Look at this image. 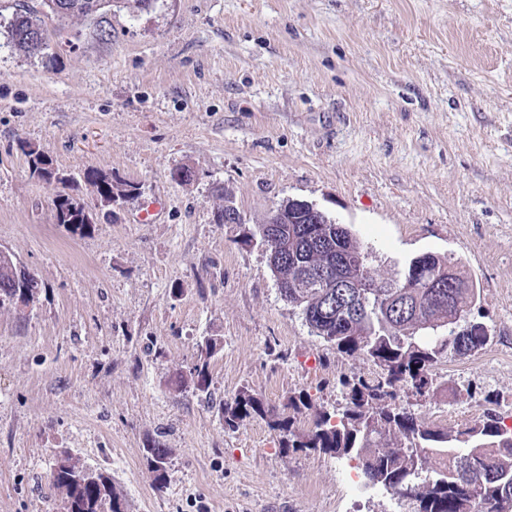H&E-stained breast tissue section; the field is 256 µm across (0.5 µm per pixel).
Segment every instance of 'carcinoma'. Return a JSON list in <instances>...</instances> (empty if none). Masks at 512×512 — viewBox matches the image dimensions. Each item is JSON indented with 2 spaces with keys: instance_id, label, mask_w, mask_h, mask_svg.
Listing matches in <instances>:
<instances>
[{
  "instance_id": "obj_1",
  "label": "carcinoma",
  "mask_w": 512,
  "mask_h": 512,
  "mask_svg": "<svg viewBox=\"0 0 512 512\" xmlns=\"http://www.w3.org/2000/svg\"><path fill=\"white\" fill-rule=\"evenodd\" d=\"M57 0H41L39 12L24 4L15 13L9 29L12 44L28 54L31 28H44L43 17L55 14ZM30 173L50 181L52 160L42 151L24 150ZM84 179L96 191V199L127 197L135 190L130 182H115L112 176L88 170ZM61 221L73 235L91 233L81 214L86 207L66 194L57 197ZM268 254L281 295L300 308L316 335L349 357L372 360L380 374L375 379L343 382L345 409L340 413L317 411L311 426H297L300 415L312 409L308 395L288 398V413L265 407L256 397L242 392L222 407L224 423L235 427L247 418L268 419L281 436V447L305 448L357 462L367 484L416 503V512H512V427L493 409L483 419L462 427H440L395 403L398 393L426 397L433 391V372L449 356L467 357L488 342L484 328L469 320L476 306L478 289L469 286L465 273L448 277V268L460 261L452 256L425 253L413 258L402 278L383 279L359 261L368 257L344 224H302L296 214L283 213L271 225ZM324 267L334 277L322 284L312 274ZM350 283L347 297L325 312L332 285ZM44 282L35 274L17 273L14 258H0V308L25 316L29 303L39 298ZM431 329L433 336L419 332ZM218 346L208 337L198 345L194 386L209 388L207 367ZM169 449L153 445L148 464L158 486L167 483ZM83 464L70 455L60 458L52 472L60 491L63 512H125L124 501L112 478L99 473V480L79 478Z\"/></svg>"
}]
</instances>
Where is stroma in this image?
<instances>
[{"instance_id": "obj_1", "label": "stroma", "mask_w": 512, "mask_h": 512, "mask_svg": "<svg viewBox=\"0 0 512 512\" xmlns=\"http://www.w3.org/2000/svg\"><path fill=\"white\" fill-rule=\"evenodd\" d=\"M19 1L0 0V246L44 288L26 319L0 309V512H60L64 454L109 473L126 512H413L356 488L354 462L284 452L262 418L225 425L240 392L279 409L304 392L339 413L342 379L378 373L313 333L246 235L293 198L348 225L381 277L426 252L460 259L489 341L440 364L433 398L399 402L460 425L505 411L512 0H118L46 18L39 55L8 41ZM24 142L77 201L95 202L92 168L137 191L74 236ZM180 168L191 180H173ZM156 198L160 220L139 223ZM228 198L244 223H217ZM207 336L220 349L202 393ZM23 152L28 157V167L30 173L33 176H37L50 183V177L53 172H58L57 169L53 167L52 160L42 151L38 152L33 150L30 146L28 150L26 146H22ZM217 346L218 338H214V336L205 338L204 341L198 345V360L200 365L194 370V386L195 389L200 392H206L209 388L207 367ZM148 464L154 474V482L158 486H163L167 483V470L166 461L169 455V448H163L159 444H153L148 448Z\"/></svg>"}]
</instances>
